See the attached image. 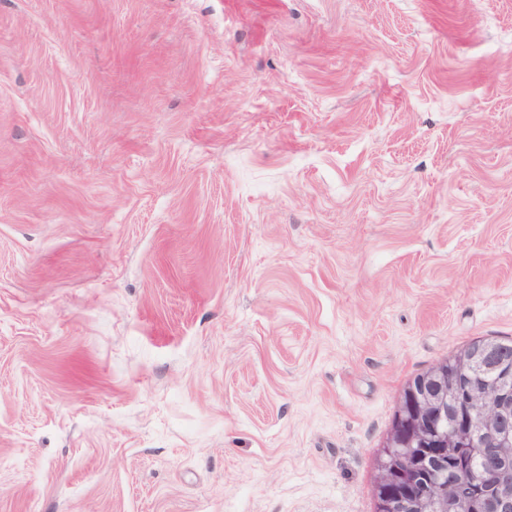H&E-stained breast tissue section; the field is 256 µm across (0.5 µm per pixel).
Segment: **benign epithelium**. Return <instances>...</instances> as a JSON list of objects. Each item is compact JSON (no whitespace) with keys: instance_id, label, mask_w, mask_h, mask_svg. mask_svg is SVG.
<instances>
[{"instance_id":"1","label":"benign epithelium","mask_w":512,"mask_h":512,"mask_svg":"<svg viewBox=\"0 0 512 512\" xmlns=\"http://www.w3.org/2000/svg\"><path fill=\"white\" fill-rule=\"evenodd\" d=\"M512 463V363L490 343L439 363L407 385L379 462V512H502L512 505V468L477 500L448 479L460 449Z\"/></svg>"}]
</instances>
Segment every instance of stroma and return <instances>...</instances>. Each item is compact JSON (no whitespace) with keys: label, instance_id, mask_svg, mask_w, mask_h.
<instances>
[{"label":"stroma","instance_id":"obj_1","mask_svg":"<svg viewBox=\"0 0 512 512\" xmlns=\"http://www.w3.org/2000/svg\"><path fill=\"white\" fill-rule=\"evenodd\" d=\"M503 336L512 0H0V512H376Z\"/></svg>","mask_w":512,"mask_h":512}]
</instances>
